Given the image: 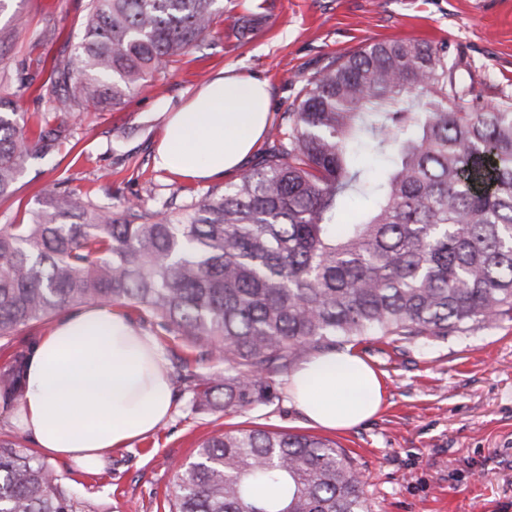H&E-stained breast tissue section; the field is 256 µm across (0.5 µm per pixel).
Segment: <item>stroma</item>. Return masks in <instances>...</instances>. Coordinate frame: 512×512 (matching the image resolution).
<instances>
[{"instance_id": "obj_1", "label": "stroma", "mask_w": 512, "mask_h": 512, "mask_svg": "<svg viewBox=\"0 0 512 512\" xmlns=\"http://www.w3.org/2000/svg\"><path fill=\"white\" fill-rule=\"evenodd\" d=\"M87 0H11L0 12V96L19 112L43 109L54 90L48 72L27 81L19 64L36 43L47 60L72 59ZM448 46V64L476 102L512 97V0H266L251 20L242 0H224L204 44L165 78L111 112H87L54 154L27 160L11 199L0 200V224L35 208L43 191L66 181L94 189L120 209L128 199L156 208L180 206L209 184L157 169L153 156L170 112L230 69L268 82L270 124L331 57L389 40ZM357 352L382 376L385 404L346 430L310 426L278 400L241 412L192 410L174 385L171 418L153 435L113 451L98 474L53 463L90 512H168L180 464L204 440L238 428L304 433L338 443L351 457L368 512H512V320L445 339L391 341L370 336Z\"/></svg>"}]
</instances>
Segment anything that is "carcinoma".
I'll list each match as a JSON object with an SVG mask.
<instances>
[{
	"label": "carcinoma",
	"instance_id": "cac0c4a2",
	"mask_svg": "<svg viewBox=\"0 0 512 512\" xmlns=\"http://www.w3.org/2000/svg\"><path fill=\"white\" fill-rule=\"evenodd\" d=\"M222 0H89L64 90L17 124L0 96V198L79 110H114L198 48ZM447 45L376 42L332 61L268 132L252 170L177 211H118L67 186L0 224V341L83 304L134 308L224 366L183 373L193 409L278 398L274 377L365 336L445 339L512 313V103L459 111ZM24 355L0 372L17 391ZM184 467L169 512H366L346 451L317 436L239 429ZM0 512H83L64 478L0 440Z\"/></svg>",
	"mask_w": 512,
	"mask_h": 512
}]
</instances>
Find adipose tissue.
<instances>
[{"mask_svg":"<svg viewBox=\"0 0 512 512\" xmlns=\"http://www.w3.org/2000/svg\"><path fill=\"white\" fill-rule=\"evenodd\" d=\"M266 81L225 72L169 118L156 163L208 181L239 170L264 134ZM288 395L312 425L349 429L385 399L380 375L353 349L309 357L288 378ZM167 357L123 312L90 306L66 314L28 350L11 422L45 457L99 472L113 450L170 419Z\"/></svg>","mask_w":512,"mask_h":512,"instance_id":"adipose-tissue-1","label":"adipose tissue"}]
</instances>
